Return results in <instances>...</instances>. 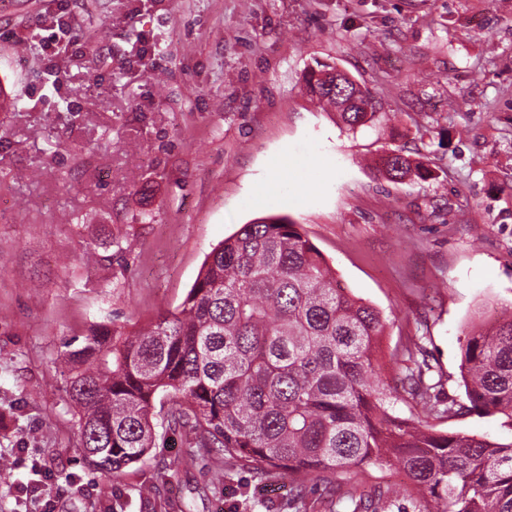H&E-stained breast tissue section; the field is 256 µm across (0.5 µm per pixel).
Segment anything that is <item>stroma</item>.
<instances>
[{"label": "stroma", "instance_id": "obj_1", "mask_svg": "<svg viewBox=\"0 0 512 512\" xmlns=\"http://www.w3.org/2000/svg\"><path fill=\"white\" fill-rule=\"evenodd\" d=\"M68 2L82 53L51 63L33 45L59 0H0V512H34L33 483L54 512H289L287 480L228 463L211 484L177 435L119 476L89 467L59 361L98 322L175 309L269 215L382 312L394 416L418 417L396 390L410 340L466 403L464 338L512 306V0ZM319 62L372 91L373 122L348 130L306 93ZM392 149L432 179H385ZM435 427L512 441L475 411Z\"/></svg>", "mask_w": 512, "mask_h": 512}]
</instances>
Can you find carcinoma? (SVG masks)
I'll list each match as a JSON object with an SVG mask.
<instances>
[{
  "instance_id": "1",
  "label": "carcinoma",
  "mask_w": 512,
  "mask_h": 512,
  "mask_svg": "<svg viewBox=\"0 0 512 512\" xmlns=\"http://www.w3.org/2000/svg\"><path fill=\"white\" fill-rule=\"evenodd\" d=\"M307 93L351 129L374 119L368 90L318 64ZM392 180L429 172L400 150L383 161ZM380 310L341 288L299 225L269 216L242 225L207 255L184 300L125 334L90 330L64 344L65 392L85 462L120 474L145 464L158 439L178 433L185 460L210 456L288 479V507L311 512L305 489L341 475L329 512H383L402 497L415 512H512V441L430 425L465 408L512 428V307L461 347L470 406L443 401L442 378L421 346L401 349L416 423L393 416L375 386ZM397 467L409 479L365 486L359 469Z\"/></svg>"
}]
</instances>
